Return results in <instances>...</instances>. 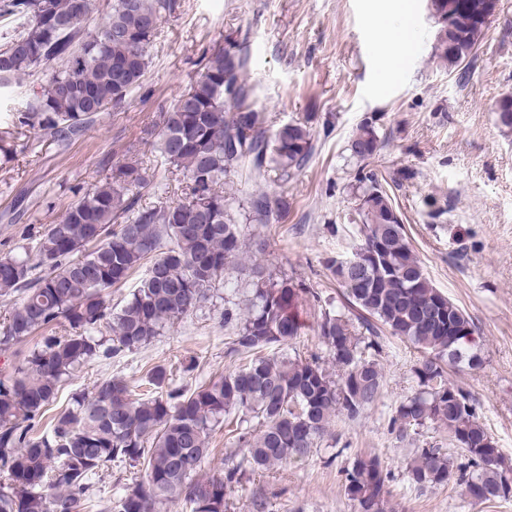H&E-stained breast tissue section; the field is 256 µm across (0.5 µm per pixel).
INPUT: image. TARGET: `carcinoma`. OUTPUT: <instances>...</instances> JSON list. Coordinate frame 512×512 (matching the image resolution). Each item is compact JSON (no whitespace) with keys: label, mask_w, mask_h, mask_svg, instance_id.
<instances>
[{"label":"carcinoma","mask_w":512,"mask_h":512,"mask_svg":"<svg viewBox=\"0 0 512 512\" xmlns=\"http://www.w3.org/2000/svg\"><path fill=\"white\" fill-rule=\"evenodd\" d=\"M69 3L0 0V18L15 24L0 46V89L59 65L17 116L56 143L141 85L157 25L174 7L172 0H112L110 13L91 29L89 15L74 19ZM462 3L454 12L449 0L429 4L435 50L450 69L470 62L485 37L486 24L474 20L485 0ZM246 65L234 49L213 54L162 113L159 130L146 131L168 169L183 175L177 201L141 205V190L154 175L139 161L125 162L32 237L35 261L0 258V297L14 301L0 326V353L13 357L0 371V471L8 476L0 483V512H161L176 501L190 512H227V495L247 472L311 455L336 415L357 420L374 404L383 385L374 356L384 330L420 353L417 388L397 407L392 431L403 440L411 429L444 427L460 450L456 459L434 445L415 449L406 481L425 491L453 478L481 503L512 497V465L479 421L471 393L448 379L451 365L482 364L478 354L466 353L474 324L427 278L382 180L364 167L354 176L351 217L360 243L351 256L326 262L344 288L340 308L323 307L294 278L256 263L248 307H224V326L232 330L226 356L248 363L193 389L168 387L167 370L158 365L146 376L155 387L151 395L121 378L104 380L74 393L37 432L78 368L150 345L238 267L250 245L224 197V177L246 169L285 182L312 156V134L301 122L267 134L265 113L243 79ZM496 112L500 126L512 131V95L500 96ZM380 147L369 122L349 142L351 155L365 164ZM284 206H271L262 191L249 209L267 224ZM142 267L140 286L112 311L109 290ZM307 294L318 308L317 330L334 374L317 356L293 358L281 350L300 335ZM63 322L68 330L59 336ZM32 335L40 341L18 354L15 346ZM232 415L239 460L200 476L211 432ZM114 463L138 469L140 478L115 501L94 497L93 479ZM341 475L357 512H388L391 472L379 457H357Z\"/></svg>","instance_id":"1"}]
</instances>
